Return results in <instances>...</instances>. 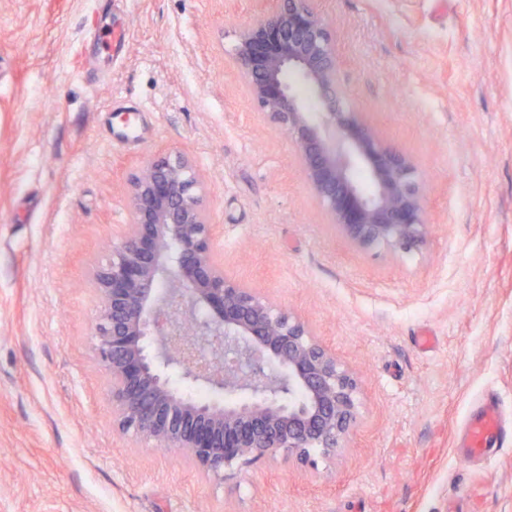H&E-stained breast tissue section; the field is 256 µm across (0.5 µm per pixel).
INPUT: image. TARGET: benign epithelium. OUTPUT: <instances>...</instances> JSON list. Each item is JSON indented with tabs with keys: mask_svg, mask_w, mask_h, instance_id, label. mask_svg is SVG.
<instances>
[{
	"mask_svg": "<svg viewBox=\"0 0 512 512\" xmlns=\"http://www.w3.org/2000/svg\"><path fill=\"white\" fill-rule=\"evenodd\" d=\"M234 58L252 101L292 141L314 195L353 245L404 253L426 245L415 167L345 107L339 56L312 0H278L257 14ZM199 185L189 157L149 159L128 180V224L93 270L94 352L109 378L112 427L219 482L235 464L279 454L311 464L352 435L358 380L304 322L224 273ZM173 364L190 382L224 391V402L176 392L163 372Z\"/></svg>",
	"mask_w": 512,
	"mask_h": 512,
	"instance_id": "1",
	"label": "benign epithelium"
}]
</instances>
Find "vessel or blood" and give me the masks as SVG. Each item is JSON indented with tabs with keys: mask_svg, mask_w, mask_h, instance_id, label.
<instances>
[{
	"mask_svg": "<svg viewBox=\"0 0 512 512\" xmlns=\"http://www.w3.org/2000/svg\"><path fill=\"white\" fill-rule=\"evenodd\" d=\"M511 433L499 400L484 399L464 422L456 445L457 454L464 462H475L492 454L493 443L505 441Z\"/></svg>",
	"mask_w": 512,
	"mask_h": 512,
	"instance_id": "obj_1",
	"label": "vessel or blood"
}]
</instances>
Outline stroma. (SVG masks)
Masks as SVG:
<instances>
[{"instance_id": "obj_1", "label": "stroma", "mask_w": 512, "mask_h": 512, "mask_svg": "<svg viewBox=\"0 0 512 512\" xmlns=\"http://www.w3.org/2000/svg\"><path fill=\"white\" fill-rule=\"evenodd\" d=\"M276 6L0 0V512H512V442L455 452L486 394L512 411V0H314L348 106L422 183L411 254L354 248L251 102L233 49ZM162 153L194 160L225 273L356 374L336 454L217 483L113 431L90 271Z\"/></svg>"}]
</instances>
